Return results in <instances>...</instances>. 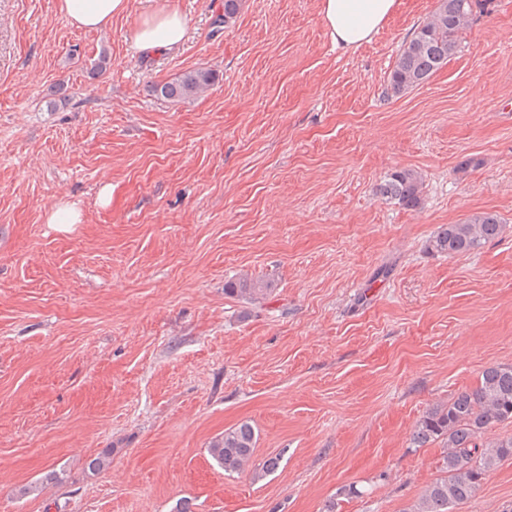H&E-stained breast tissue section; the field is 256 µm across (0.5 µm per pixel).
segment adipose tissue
<instances>
[{
  "instance_id": "1",
  "label": "adipose tissue",
  "mask_w": 512,
  "mask_h": 512,
  "mask_svg": "<svg viewBox=\"0 0 512 512\" xmlns=\"http://www.w3.org/2000/svg\"><path fill=\"white\" fill-rule=\"evenodd\" d=\"M399 0H319V13L336 45L345 49L370 41L392 16ZM129 0H59V11L78 29L98 30L127 12ZM188 21L176 10L145 18L134 31L138 48L149 51L179 44Z\"/></svg>"
}]
</instances>
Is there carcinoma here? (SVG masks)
<instances>
[{
    "label": "carcinoma",
    "mask_w": 512,
    "mask_h": 512,
    "mask_svg": "<svg viewBox=\"0 0 512 512\" xmlns=\"http://www.w3.org/2000/svg\"><path fill=\"white\" fill-rule=\"evenodd\" d=\"M241 0H224V15L216 27L229 28L239 13ZM478 0H441L437 8L417 27L397 54L388 76L390 91L397 95L425 83L448 63L459 47V36L467 26ZM215 74L197 69L177 78L155 83L154 95L166 100H191L206 92ZM423 178L412 169L392 172L378 187V193L405 209L421 204ZM501 221L494 212H478L457 224L440 226L430 240L432 250L456 256L470 254L496 238ZM274 281L242 278L228 285L226 292L256 304L266 300ZM503 424H512V366L485 368L472 389L454 395L448 403L429 408L417 422L412 444L421 448L441 444L442 476L424 489L404 512H452L471 499L487 472L512 457V435L494 434ZM257 436L254 427L241 422L224 430L207 448L209 456L230 475L250 470L256 480L278 469L280 457L256 464L253 456ZM112 449L106 448L86 462V471L97 475L109 464Z\"/></svg>",
    "instance_id": "1"
}]
</instances>
